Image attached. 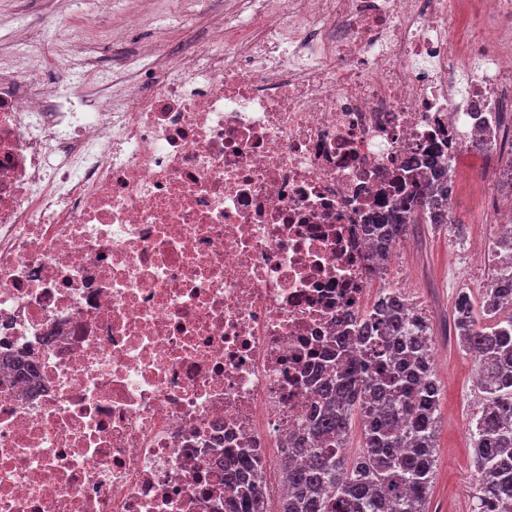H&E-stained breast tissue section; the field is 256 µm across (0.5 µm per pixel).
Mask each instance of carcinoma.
<instances>
[{"label":"carcinoma","instance_id":"1","mask_svg":"<svg viewBox=\"0 0 512 512\" xmlns=\"http://www.w3.org/2000/svg\"><path fill=\"white\" fill-rule=\"evenodd\" d=\"M449 189L424 183L402 200L399 214L372 216L380 249L400 240L411 224L448 223ZM484 304L459 294L453 325L463 349L478 363L484 407L470 429L475 476L481 478L475 512H512V272H495ZM490 320L487 325L484 320ZM357 349L318 379L315 401L285 469L288 495L281 512H427L437 457L440 388L428 319L405 309L402 298L381 293L373 313L339 339ZM362 431V453L348 456L352 422ZM232 512H266L255 468L243 460L225 472Z\"/></svg>","mask_w":512,"mask_h":512}]
</instances>
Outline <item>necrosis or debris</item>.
Listing matches in <instances>:
<instances>
[{"mask_svg":"<svg viewBox=\"0 0 512 512\" xmlns=\"http://www.w3.org/2000/svg\"><path fill=\"white\" fill-rule=\"evenodd\" d=\"M119 97L0 71V512H224L382 273L369 215L498 129L512 0H248ZM474 264H512L493 210Z\"/></svg>","mask_w":512,"mask_h":512,"instance_id":"4bbe7bcc","label":"necrosis or debris"}]
</instances>
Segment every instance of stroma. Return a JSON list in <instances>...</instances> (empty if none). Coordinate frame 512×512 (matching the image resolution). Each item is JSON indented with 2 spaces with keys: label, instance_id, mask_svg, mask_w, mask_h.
<instances>
[{
  "label": "stroma",
  "instance_id": "1",
  "mask_svg": "<svg viewBox=\"0 0 512 512\" xmlns=\"http://www.w3.org/2000/svg\"><path fill=\"white\" fill-rule=\"evenodd\" d=\"M118 8L144 15V24L118 43H108L109 18L97 17L93 0H74L67 9L36 5L35 0H0V56H7L19 24L35 25L42 40L66 39L70 46L85 47L95 69H123L125 56L140 43L158 39L161 52L174 50L189 26L207 21L202 0H175L161 12L157 0H118ZM486 178L485 154L463 153L456 167L449 219L452 229L429 224L411 225L409 246L397 264L377 280V287L391 286L421 303L432 328L434 369L441 388L436 444L439 448L430 487L427 512H472L470 482L474 474L469 429L483 398L474 375L476 364L453 334L451 311L457 294L454 274L465 258L466 241L486 233L487 210L480 189Z\"/></svg>",
  "mask_w": 512,
  "mask_h": 512
}]
</instances>
